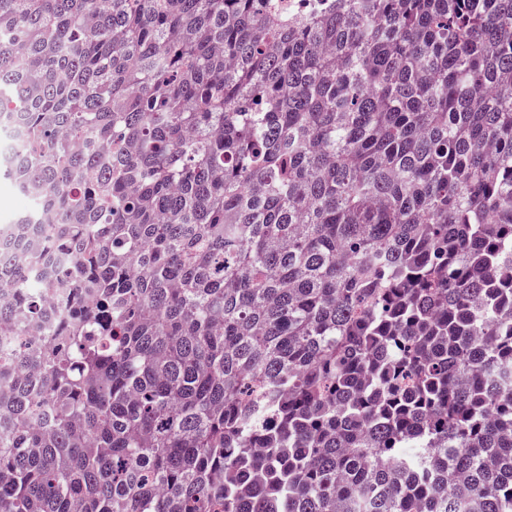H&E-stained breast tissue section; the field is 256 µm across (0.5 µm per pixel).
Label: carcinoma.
Segmentation results:
<instances>
[{
	"label": "carcinoma",
	"instance_id": "cac0c4a2",
	"mask_svg": "<svg viewBox=\"0 0 512 512\" xmlns=\"http://www.w3.org/2000/svg\"><path fill=\"white\" fill-rule=\"evenodd\" d=\"M2 113L0 512H512V0H0ZM29 207V199L20 194L11 181L0 177V225L10 224L18 214Z\"/></svg>",
	"mask_w": 512,
	"mask_h": 512
}]
</instances>
